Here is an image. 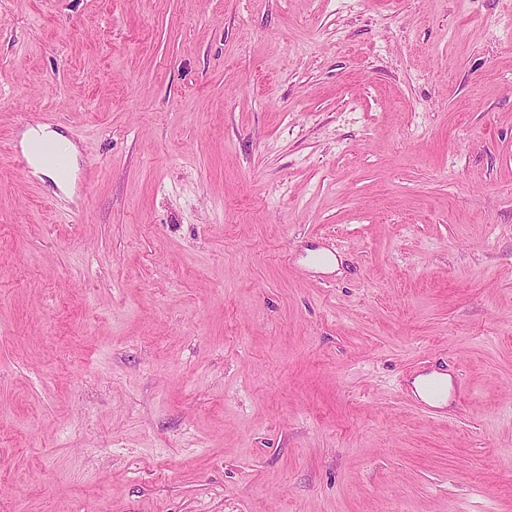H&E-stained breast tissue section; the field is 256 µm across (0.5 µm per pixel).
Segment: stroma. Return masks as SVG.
I'll return each mask as SVG.
<instances>
[{"label": "stroma", "mask_w": 512, "mask_h": 512, "mask_svg": "<svg viewBox=\"0 0 512 512\" xmlns=\"http://www.w3.org/2000/svg\"><path fill=\"white\" fill-rule=\"evenodd\" d=\"M0 512H512V0H0ZM31 137H40L43 139H48V140L54 141L57 144H59L66 151V153L69 157V160H70L69 175L66 179H65V176H60L55 171L43 168V167L39 166L38 164H32V168L34 169L35 172L40 173L43 176L50 179L54 183V185H56L57 187L63 188L64 186H68L71 181L73 170H74L75 164H76V153L77 152H76L75 147L60 133L50 130L47 127H38V128L32 129V130L24 133L23 139L21 142V145L23 148H27L28 142L31 139ZM33 153L48 167L63 168L65 158L59 147L52 142H36L32 145ZM416 396L427 412L437 414L438 409L443 405L448 406V385L438 379L430 378L424 385L422 396L417 394Z\"/></svg>", "instance_id": "obj_1"}]
</instances>
